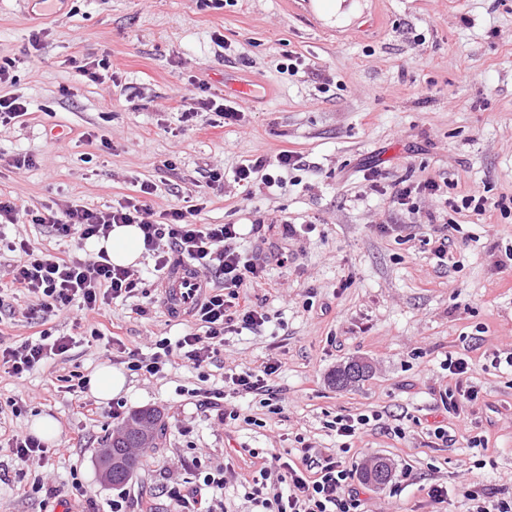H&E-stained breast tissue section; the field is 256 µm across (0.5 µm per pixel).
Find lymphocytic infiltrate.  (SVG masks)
<instances>
[{
  "mask_svg": "<svg viewBox=\"0 0 512 512\" xmlns=\"http://www.w3.org/2000/svg\"><path fill=\"white\" fill-rule=\"evenodd\" d=\"M203 111L215 113L228 125L239 124L244 119L238 106L219 95L204 98L190 91L181 96L178 112L182 123H195ZM301 163L300 154L283 150L274 161L259 158L241 164L235 178L246 187L258 181L270 189L281 186L283 172L299 169ZM364 177L380 195L388 196L393 208L402 211L412 210L415 199L421 196L434 199L440 214L464 210L482 214L493 206L488 197L477 191L458 201L451 199L435 181L390 190L382 185L378 171L368 170ZM156 189L153 182H141L139 197L124 196L102 210L67 201L30 211L14 202L0 200L1 225L17 224L27 218L31 223L49 228L58 237L70 239L75 247L73 253L61 258L34 247L30 240L0 237V249L18 255L7 271L11 283L34 300L24 317L28 324L42 327L39 340L27 339L17 345L0 347V368L20 377L48 359L67 353L72 337L52 336L44 324L50 313L63 310L74 300H81L86 310L99 315L114 300L138 294L142 278L134 270L112 265L103 254L93 259L80 254L84 241L107 235L116 224L140 225L144 247L155 256L151 270L154 277H161L171 265L186 260L198 271L222 281L221 287L212 290L194 309L202 333L190 331L174 341L160 339L155 343V352L147 359L139 358L137 352H127L123 361L131 370L156 376L169 366L187 363L201 367L218 355L226 333L240 327L254 330L267 322L261 307L240 295L241 288L262 279L263 270L243 260L235 246L239 237L236 225L197 223L202 210L198 204L153 213L142 199ZM446 367L455 383L440 391V402L453 418L467 421L478 402V391L468 382L470 364L459 357L448 360ZM276 371V365L268 364L258 370L233 374L230 391H202L201 404L216 405L229 392L253 393L276 400L278 392L272 384ZM300 453L299 461L294 462L280 449H270L268 459L249 484L248 496L259 512H367L356 482L357 471L349 461L338 455H317L307 447L301 448Z\"/></svg>",
  "mask_w": 512,
  "mask_h": 512,
  "instance_id": "obj_1",
  "label": "lymphocytic infiltrate"
}]
</instances>
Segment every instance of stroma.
Returning a JSON list of instances; mask_svg holds the SVG:
<instances>
[{
	"instance_id": "35a3bbf8",
	"label": "stroma",
	"mask_w": 512,
	"mask_h": 512,
	"mask_svg": "<svg viewBox=\"0 0 512 512\" xmlns=\"http://www.w3.org/2000/svg\"><path fill=\"white\" fill-rule=\"evenodd\" d=\"M310 2L64 0L59 14L29 19L20 0H0V62L12 61L15 77L0 90L28 104L24 121L0 126V197L34 209L63 200L103 209L152 180L158 190L148 203L160 213L223 171V187L196 221L239 225L242 257L266 268L246 293L269 317L261 332L227 335L217 360L202 367L155 377L126 371L116 418L91 393H67L65 378L109 362L115 337L150 357L151 340L185 334L188 320L166 315L151 282L102 316L77 304L54 313L47 329L77 343L23 378L0 371V429L26 432L50 415L60 425L58 453L41 468L0 447V512L110 504L120 489L101 479L95 457L121 417L145 408L161 412L167 433L125 487L134 512H174L169 487L190 490L200 472L225 465L224 512H252L245 493L259 464L249 449L303 443L337 453L341 441L327 424L339 414L373 419L347 460L382 455L405 475L394 489L366 485L374 512H434L436 484L448 488L447 512H468L462 488L476 479L512 495V368L491 365L512 353V272L497 267L512 248V0H361L360 16L342 28L325 25ZM43 28L37 51L32 35ZM103 55L115 81L85 82L69 64ZM291 58L301 73L283 70ZM237 70L262 90L238 99L244 120L220 127L206 113L182 127L177 105L191 77L220 94L225 72ZM283 149L304 165L281 187L236 182L240 163L271 161ZM26 153L36 166L14 168ZM369 167L389 187L444 181L451 198L480 190L497 207L455 215L454 258L443 267L432 254L443 226L428 222L431 199L417 198L410 213L391 208L364 179ZM310 219L314 232L283 234L282 221ZM259 221L263 230L252 233ZM383 224L405 230L385 234ZM145 303L148 315H137ZM450 357L468 359L479 391L465 426L449 423L439 398L452 383L442 368ZM356 358L369 376L333 386L336 367ZM268 363L278 367L279 413L258 396L231 394L224 406L240 417L223 424L189 395ZM441 420L453 437L447 446L426 431ZM475 436L487 447H471ZM19 470L42 473L57 498L22 494Z\"/></svg>"
}]
</instances>
